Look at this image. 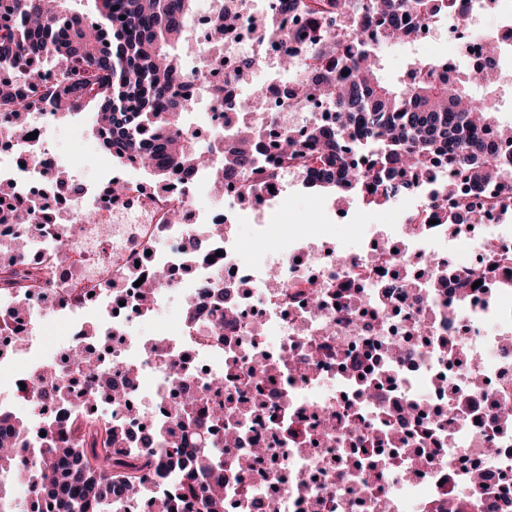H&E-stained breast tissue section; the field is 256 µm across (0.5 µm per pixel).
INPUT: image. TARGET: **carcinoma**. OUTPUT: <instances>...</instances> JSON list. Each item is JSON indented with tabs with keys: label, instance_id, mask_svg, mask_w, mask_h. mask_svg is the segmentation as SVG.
<instances>
[{
	"label": "carcinoma",
	"instance_id": "1",
	"mask_svg": "<svg viewBox=\"0 0 512 512\" xmlns=\"http://www.w3.org/2000/svg\"><path fill=\"white\" fill-rule=\"evenodd\" d=\"M67 2H0L14 14L13 24L0 26V68L12 75L0 85V119L13 118L19 130L29 109L39 104L52 105L56 115L93 105L99 147L122 164L130 156L141 158L151 175L148 186L160 190L197 169L217 167L221 156L226 176L248 172L260 183L276 178L277 169L266 166L258 151L269 126L257 125L228 145L220 133L202 149L183 121L193 101L182 89L194 73L186 69L179 46L198 0H89L100 21L93 29L82 25V13ZM427 8V0H276L277 13L299 9L313 25L355 12L335 40L312 49L316 68L296 86V93L304 94L314 85L333 109L331 121L315 124L305 137L288 131L280 138L279 164L313 165L306 187L342 199L356 195L367 206L382 208L433 183V168L443 160L461 171L466 191L501 177V142H512V129L498 126L490 102L467 91L472 83L495 84L494 44L488 45L484 67L455 84L429 75L411 87H395L378 78L381 46L410 41ZM234 23L231 15H216L214 42L223 43ZM45 63L60 69L59 85L51 89L42 85ZM442 219L447 225L476 224L481 214L469 204ZM68 356L94 379L97 362L85 348L73 346ZM222 384L224 378L215 376L192 399L171 405L170 426L147 438L146 454L175 475L161 500L162 512H174L185 499L205 512H223L224 446L205 440L191 460L179 452L181 441L200 437L192 421L197 402ZM74 429L89 438L90 447L80 441L59 446L56 438ZM0 435L8 439L0 443V473L27 480L32 502H47L50 512H112V501L134 502L147 491L145 467L128 470L113 458L125 429L110 417L80 422L76 416L49 415L32 426L0 407ZM0 512H19L13 488L2 481Z\"/></svg>",
	"mask_w": 512,
	"mask_h": 512
}]
</instances>
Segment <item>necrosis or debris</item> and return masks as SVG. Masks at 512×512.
I'll return each instance as SVG.
<instances>
[{"label": "necrosis or debris", "mask_w": 512, "mask_h": 512, "mask_svg": "<svg viewBox=\"0 0 512 512\" xmlns=\"http://www.w3.org/2000/svg\"><path fill=\"white\" fill-rule=\"evenodd\" d=\"M238 16L221 46L208 43L216 7L195 18L191 32L205 46L207 83L223 90L207 114L210 130L253 128L259 116L238 107L239 60L249 54L256 68L278 63L279 35L293 37L294 70L314 67L311 40L327 41L335 18L310 26L299 11L256 14L249 0H221ZM496 21L485 26L486 9L473 0L469 9H431L419 43L447 35L456 57L435 56L410 80L425 74L455 77L461 68L484 61L487 38L499 46L500 75L512 72V0H495ZM293 83L273 77L263 87L266 109L275 123L262 150L275 160L277 136L308 130L327 121L319 99L295 95ZM51 114H31L32 140L0 129V181L12 184L11 200L30 206L36 223L0 226V239L20 244L15 257L0 258V310L11 311L13 330L0 333V403L19 404L33 384L51 387L52 375L73 380L68 407L50 412L92 409L85 396L84 371L67 359L76 343L88 344L84 318L99 315L110 339L98 355L106 367L97 390L123 391L110 413L127 431L113 454L130 463L143 455L144 430L168 424L172 396L194 392L208 374L224 376V388L205 404L202 432L208 439L232 438L224 451L225 469L235 468L256 448L251 464L224 485V512H503L512 505V427L502 409L512 408V202L497 186L468 200L482 212L477 234L465 254L446 249L448 229L436 223L426 194H418L412 235L379 249L368 242L342 250L289 239L285 225L267 249L245 262V243L237 235L239 188L250 178L224 182L232 203L224 212L195 202L212 175L197 172L167 192L129 183L120 209L107 189L69 194L49 137ZM307 168L280 167L272 185L253 186L258 212L277 206L287 184L304 182ZM93 208L97 221L82 215ZM205 240V258L182 251L189 239ZM165 264L169 277L153 290L151 308L165 310L171 293L182 297L187 319L156 336L133 330L146 310L136 282ZM488 270L495 292L477 287L460 298L462 271ZM416 277L399 288L403 273ZM216 280L223 296H199L198 279ZM275 364L257 379L250 368L257 354ZM382 357L378 385L362 396L357 365L368 354ZM175 362L181 378L164 384L162 365ZM264 414L238 426L239 411L254 399Z\"/></svg>", "instance_id": "1"}]
</instances>
